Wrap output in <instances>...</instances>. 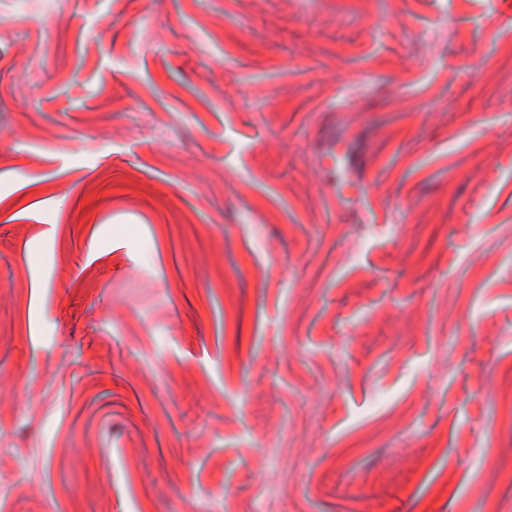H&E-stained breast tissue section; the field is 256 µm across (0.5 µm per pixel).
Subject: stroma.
<instances>
[{
  "mask_svg": "<svg viewBox=\"0 0 512 512\" xmlns=\"http://www.w3.org/2000/svg\"><path fill=\"white\" fill-rule=\"evenodd\" d=\"M510 368L512 0H0V512H512ZM324 162L327 168L336 169L334 198L340 210L347 212L369 204V191L354 177L356 162L344 138L336 137V154L327 156Z\"/></svg>",
  "mask_w": 512,
  "mask_h": 512,
  "instance_id": "35a3bbf8",
  "label": "stroma"
}]
</instances>
